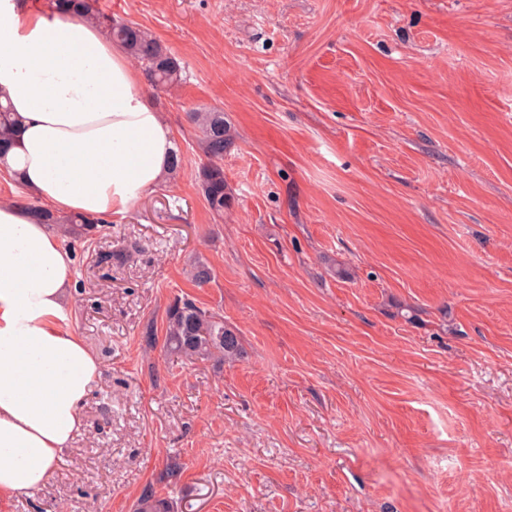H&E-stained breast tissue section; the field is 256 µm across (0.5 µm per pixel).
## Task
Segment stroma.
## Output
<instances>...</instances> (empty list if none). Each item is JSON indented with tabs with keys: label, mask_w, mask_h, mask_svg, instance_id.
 <instances>
[{
	"label": "stroma",
	"mask_w": 512,
	"mask_h": 512,
	"mask_svg": "<svg viewBox=\"0 0 512 512\" xmlns=\"http://www.w3.org/2000/svg\"><path fill=\"white\" fill-rule=\"evenodd\" d=\"M95 6L181 59L140 89L183 164L70 239L102 375L49 482L0 512L149 489L173 512H512V0ZM197 109L232 135L220 215ZM178 299L243 358L168 355Z\"/></svg>",
	"instance_id": "stroma-1"
}]
</instances>
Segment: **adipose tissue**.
<instances>
[{
  "label": "adipose tissue",
  "mask_w": 512,
  "mask_h": 512,
  "mask_svg": "<svg viewBox=\"0 0 512 512\" xmlns=\"http://www.w3.org/2000/svg\"><path fill=\"white\" fill-rule=\"evenodd\" d=\"M98 26L0 0V102L17 118L0 171L57 214L124 213L170 172L175 136ZM61 226L0 201V498L43 487L102 370L69 328L74 259Z\"/></svg>",
  "instance_id": "ef3b65f1"
}]
</instances>
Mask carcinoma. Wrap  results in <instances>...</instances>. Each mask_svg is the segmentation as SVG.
Returning a JSON list of instances; mask_svg holds the SVG:
<instances>
[{
	"mask_svg": "<svg viewBox=\"0 0 512 512\" xmlns=\"http://www.w3.org/2000/svg\"><path fill=\"white\" fill-rule=\"evenodd\" d=\"M51 8L56 11L72 10L79 17L104 27L129 57L144 69L153 87L168 89L181 80L182 66L174 54L140 27L115 22L96 10L94 0H51ZM188 118L202 133V149L207 159L200 170L204 198L212 211L222 215L231 203L221 166L224 151L231 144L224 113L195 110L188 113ZM15 125L16 120L10 109L0 105V145H9L14 137ZM29 210L37 221L62 225L69 235L78 233L82 226L90 228L100 223L98 219L83 215L58 216L41 205H31ZM165 347L174 356L191 359L220 356L226 362H234L242 357L235 330L190 300H176L169 307ZM138 512H172V503L168 498L150 491L141 497Z\"/></svg>",
	"mask_w": 512,
	"mask_h": 512,
	"instance_id": "1",
	"label": "carcinoma"
}]
</instances>
